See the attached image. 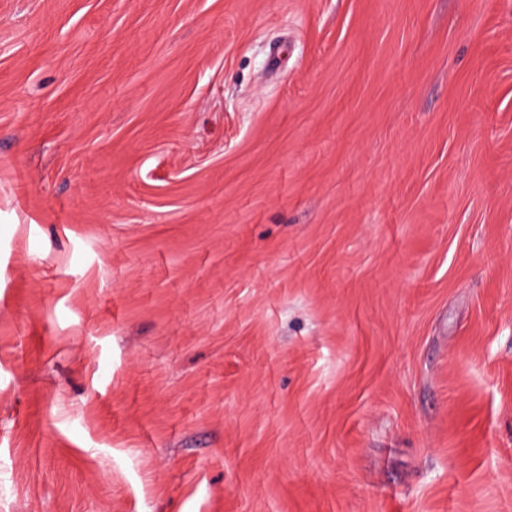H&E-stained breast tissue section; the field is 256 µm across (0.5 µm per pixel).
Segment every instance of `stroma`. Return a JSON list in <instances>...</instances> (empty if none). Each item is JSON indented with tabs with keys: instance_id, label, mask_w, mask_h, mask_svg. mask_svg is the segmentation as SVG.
Listing matches in <instances>:
<instances>
[{
	"instance_id": "35a3bbf8",
	"label": "stroma",
	"mask_w": 512,
	"mask_h": 512,
	"mask_svg": "<svg viewBox=\"0 0 512 512\" xmlns=\"http://www.w3.org/2000/svg\"><path fill=\"white\" fill-rule=\"evenodd\" d=\"M0 512H512V0H0Z\"/></svg>"
}]
</instances>
